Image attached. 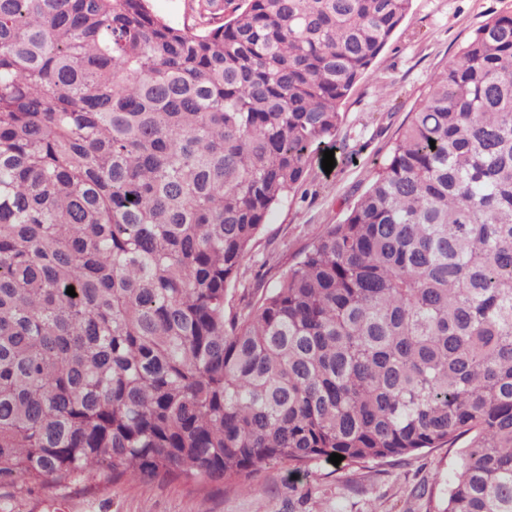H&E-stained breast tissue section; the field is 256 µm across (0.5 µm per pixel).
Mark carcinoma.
Listing matches in <instances>:
<instances>
[{
  "instance_id": "1",
  "label": "carcinoma",
  "mask_w": 512,
  "mask_h": 512,
  "mask_svg": "<svg viewBox=\"0 0 512 512\" xmlns=\"http://www.w3.org/2000/svg\"><path fill=\"white\" fill-rule=\"evenodd\" d=\"M200 7L194 33L148 0H0V486L243 490L465 437L437 512H512V12L242 316L255 238L411 0Z\"/></svg>"
}]
</instances>
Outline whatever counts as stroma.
Returning a JSON list of instances; mask_svg holds the SVG:
<instances>
[{
  "label": "stroma",
  "mask_w": 512,
  "mask_h": 512,
  "mask_svg": "<svg viewBox=\"0 0 512 512\" xmlns=\"http://www.w3.org/2000/svg\"><path fill=\"white\" fill-rule=\"evenodd\" d=\"M512 0H412L411 10L351 91L336 139L350 161L324 172L310 163L302 186L275 206L252 247L241 284L226 308L239 311L272 288L295 253L326 225L340 223L387 157L431 78L491 17ZM462 444L423 449L397 461L339 467L327 461L294 473L284 464L258 470L246 491L181 481L125 478L94 488L44 486L30 492L0 487V512H436L454 478Z\"/></svg>",
  "instance_id": "stroma-1"
}]
</instances>
